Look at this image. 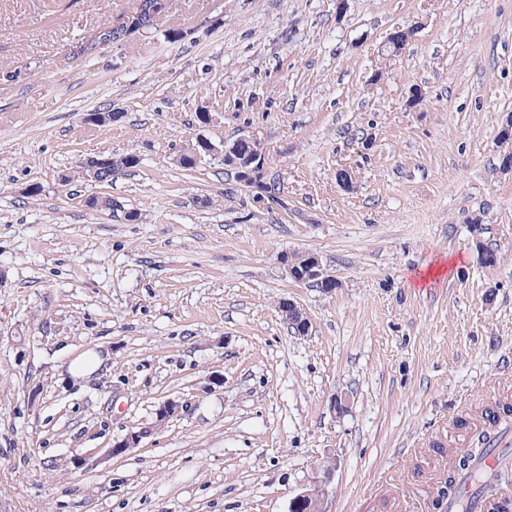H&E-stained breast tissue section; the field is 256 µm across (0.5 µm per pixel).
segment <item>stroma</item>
<instances>
[{
  "mask_svg": "<svg viewBox=\"0 0 512 512\" xmlns=\"http://www.w3.org/2000/svg\"><path fill=\"white\" fill-rule=\"evenodd\" d=\"M137 4L0 0V512H290L327 459L330 512H433L512 404V0H168L87 53ZM200 136L257 142L277 200L220 157L184 169ZM98 153L139 159L111 211L58 180ZM292 252L336 290L289 277ZM152 5L150 12H147V3L150 2L148 0H139L136 11L140 9H144L143 18L146 24L144 28V24L141 20V14L139 12H134L131 14L125 21L119 24H113L109 29H112L117 34V38L111 41H104L103 39L99 40L98 44L95 46V50L103 52L109 49H112V46L119 45L125 42L132 35L140 32H144L147 30L157 29L159 26L158 21L162 18L166 12L167 8V0H151ZM154 15L157 17L155 18ZM107 356V354H105ZM100 352L90 351L76 358L69 366L70 374L77 379H88L97 373L106 359Z\"/></svg>",
  "mask_w": 512,
  "mask_h": 512,
  "instance_id": "35a3bbf8",
  "label": "stroma"
}]
</instances>
